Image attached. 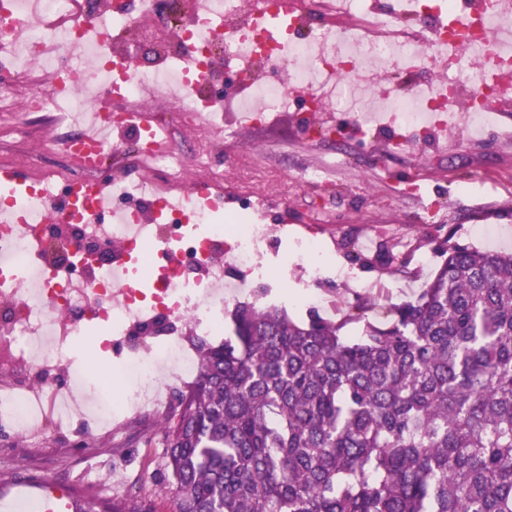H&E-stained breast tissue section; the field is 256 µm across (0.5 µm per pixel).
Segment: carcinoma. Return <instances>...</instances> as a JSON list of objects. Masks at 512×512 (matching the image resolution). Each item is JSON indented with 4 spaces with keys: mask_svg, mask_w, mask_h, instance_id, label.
<instances>
[{
    "mask_svg": "<svg viewBox=\"0 0 512 512\" xmlns=\"http://www.w3.org/2000/svg\"><path fill=\"white\" fill-rule=\"evenodd\" d=\"M348 340L240 302L161 427L180 512H512V254L448 246ZM77 512H156L147 496Z\"/></svg>",
    "mask_w": 512,
    "mask_h": 512,
    "instance_id": "cac0c4a2",
    "label": "carcinoma"
}]
</instances>
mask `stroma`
Segmentation results:
<instances>
[{"instance_id":"35a3bbf8","label":"stroma","mask_w":512,"mask_h":512,"mask_svg":"<svg viewBox=\"0 0 512 512\" xmlns=\"http://www.w3.org/2000/svg\"><path fill=\"white\" fill-rule=\"evenodd\" d=\"M45 122L26 124L11 151L47 164L60 161L45 145ZM392 132L374 142L323 137L307 139L279 119L265 130L245 132L241 145L224 146V178L237 180L240 151L248 149L275 178L288 203V222L266 252L288 277L283 288L267 289L266 304L286 308L297 321L311 315L343 322V336L358 339L364 321L357 304L374 302L369 321L385 327L391 305L413 300L448 256L449 244L479 250H512V109L500 113L483 133L457 125L432 141L393 150ZM320 169L323 184L304 175ZM424 176L421 191L406 184ZM315 241L328 256L312 274L299 244ZM163 456L156 420L98 432L71 449L45 438L36 456L0 460V493L18 480H54L82 499L156 495L159 512H170L171 495L160 492Z\"/></svg>"}]
</instances>
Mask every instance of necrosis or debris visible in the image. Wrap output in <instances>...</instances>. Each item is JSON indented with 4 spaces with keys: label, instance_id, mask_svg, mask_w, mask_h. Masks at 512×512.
Returning <instances> with one entry per match:
<instances>
[{
    "label": "necrosis or debris",
    "instance_id": "1",
    "mask_svg": "<svg viewBox=\"0 0 512 512\" xmlns=\"http://www.w3.org/2000/svg\"><path fill=\"white\" fill-rule=\"evenodd\" d=\"M0 0V134L24 117L95 113L114 129L132 112H173L211 139L193 154L153 149L150 129L121 146L86 145L77 126L54 134L64 156L40 165L0 224V252L15 277L0 280V436L61 446L93 428L161 418L162 381L198 374L182 329L224 333V278L277 274L263 246L288 221L267 192L224 183L223 144L292 111L303 133L322 113L359 107L349 128L433 129L496 122L501 81L512 77V14L498 0ZM26 32L16 41V28ZM488 44L490 55H470ZM147 47L148 69L135 51ZM431 69L421 79L417 73ZM123 154L129 173L103 170ZM94 333L91 357L127 342L97 384L71 352Z\"/></svg>",
    "mask_w": 512,
    "mask_h": 512
}]
</instances>
